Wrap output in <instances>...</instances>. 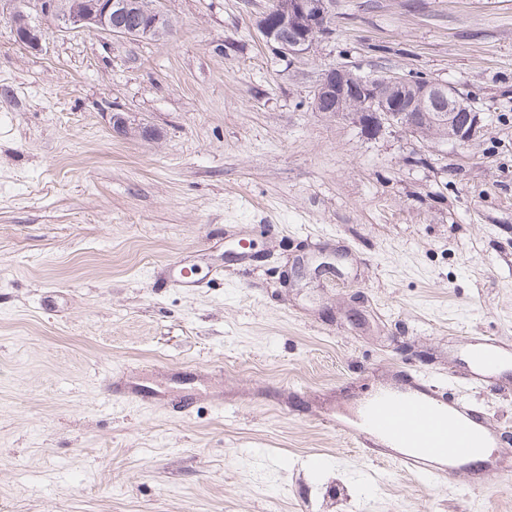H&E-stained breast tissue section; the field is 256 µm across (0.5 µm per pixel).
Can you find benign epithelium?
<instances>
[{"instance_id": "obj_1", "label": "benign epithelium", "mask_w": 512, "mask_h": 512, "mask_svg": "<svg viewBox=\"0 0 512 512\" xmlns=\"http://www.w3.org/2000/svg\"><path fill=\"white\" fill-rule=\"evenodd\" d=\"M35 2L47 23L63 29L149 40L173 33V21L161 0ZM335 7V0H288L281 23L271 24L265 11L256 20V27L266 44L276 47L281 57H303L332 33ZM133 16L136 23L126 24L125 19ZM294 23L302 26L301 34L284 37L281 30ZM12 33L15 41L27 49H41L42 31L31 25L22 10L12 15ZM326 101L331 103L329 111L338 116H349L359 124L370 121L381 128H397L420 144L436 141L464 147L483 129L481 113L448 84L412 81L387 71L364 77L342 67L328 69L314 90L316 111H323Z\"/></svg>"}]
</instances>
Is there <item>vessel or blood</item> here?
<instances>
[{"instance_id":"b4317fda","label":"vessel or blood","mask_w":512,"mask_h":512,"mask_svg":"<svg viewBox=\"0 0 512 512\" xmlns=\"http://www.w3.org/2000/svg\"><path fill=\"white\" fill-rule=\"evenodd\" d=\"M476 382L492 381L500 364L512 359V347L488 337L472 352ZM104 392L140 405L166 400L163 392L149 391L127 377L105 380ZM359 452L374 461H392L423 480L440 481L457 465L481 460L484 474L512 479V468L490 459L478 444L489 436L480 410L459 399H448L442 388L414 373L399 387L378 392L365 400L342 427Z\"/></svg>"}]
</instances>
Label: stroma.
<instances>
[{
    "instance_id": "obj_1",
    "label": "stroma",
    "mask_w": 512,
    "mask_h": 512,
    "mask_svg": "<svg viewBox=\"0 0 512 512\" xmlns=\"http://www.w3.org/2000/svg\"><path fill=\"white\" fill-rule=\"evenodd\" d=\"M164 7L171 37L53 29L35 52L10 16L40 11L0 0V512H512V483L428 484L322 410L408 368L512 455V365L473 383L468 357L512 345V0H339L288 61L255 27L268 0ZM336 66L447 83L488 124L411 162L398 129L315 111ZM177 263L200 287L161 284ZM176 368L223 410L101 390Z\"/></svg>"
}]
</instances>
